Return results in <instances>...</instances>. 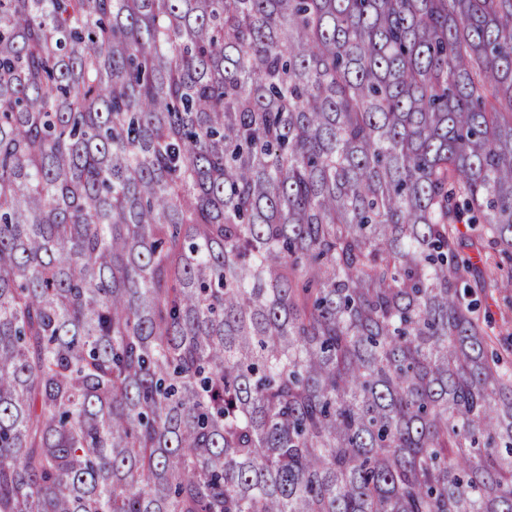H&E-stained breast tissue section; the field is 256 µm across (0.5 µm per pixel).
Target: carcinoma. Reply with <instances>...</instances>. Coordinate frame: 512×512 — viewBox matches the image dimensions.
<instances>
[{"label": "carcinoma", "instance_id": "cac0c4a2", "mask_svg": "<svg viewBox=\"0 0 512 512\" xmlns=\"http://www.w3.org/2000/svg\"><path fill=\"white\" fill-rule=\"evenodd\" d=\"M512 0H0V512H512Z\"/></svg>", "mask_w": 512, "mask_h": 512}]
</instances>
